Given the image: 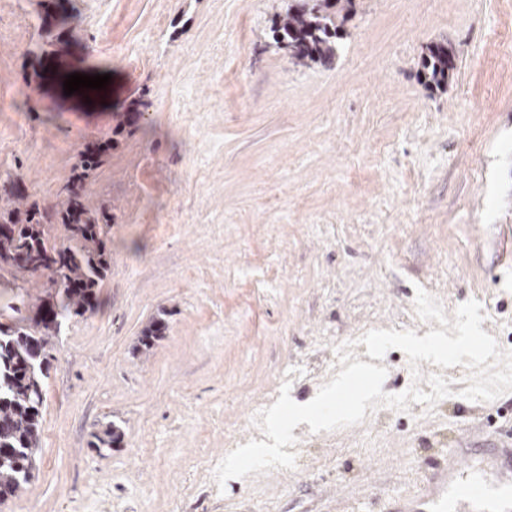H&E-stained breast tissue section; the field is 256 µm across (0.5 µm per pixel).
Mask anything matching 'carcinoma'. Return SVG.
<instances>
[{"label":"carcinoma","mask_w":512,"mask_h":512,"mask_svg":"<svg viewBox=\"0 0 512 512\" xmlns=\"http://www.w3.org/2000/svg\"><path fill=\"white\" fill-rule=\"evenodd\" d=\"M349 4L351 0H316L313 5H290L273 29L274 38L300 64L330 63L339 49L340 23L345 19L341 12ZM422 68L430 82L440 85L455 68L453 53L436 45L423 58ZM107 152L102 144H87L80 153V173L69 178L50 208L30 198L19 177L8 174L0 179V271L15 280L38 271L60 278L59 300L36 304L37 336L22 325L25 302L0 304V317L8 312L11 318L9 323L0 322V502L17 495L36 468L49 339L58 335L63 322L93 305L95 288L109 267L104 241L109 220L105 209L88 206L83 194L84 180L105 162ZM46 224L63 225L73 244H48ZM163 329L160 319L145 327L142 347L151 348ZM92 437L90 447L99 451L119 447L124 432L108 423Z\"/></svg>","instance_id":"1"}]
</instances>
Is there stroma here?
<instances>
[{"label":"stroma","mask_w":512,"mask_h":512,"mask_svg":"<svg viewBox=\"0 0 512 512\" xmlns=\"http://www.w3.org/2000/svg\"><path fill=\"white\" fill-rule=\"evenodd\" d=\"M293 2L0 0V174L51 205L85 144L116 142L85 186L110 267L51 339L37 465L0 512H373L465 431L512 433V392L463 399L466 367L423 360L417 382L392 349L383 392L439 372L450 397L299 424L294 468L207 493L225 439L263 440L255 411L285 384L311 401L368 330L421 337L475 300L512 350V0H352L338 56L309 66L271 32ZM72 73L111 81L68 96ZM109 422L121 447L90 448ZM422 68L429 81L441 85L447 81L449 72L455 68L453 53L448 47L437 45L423 58Z\"/></svg>","instance_id":"35a3bbf8"}]
</instances>
